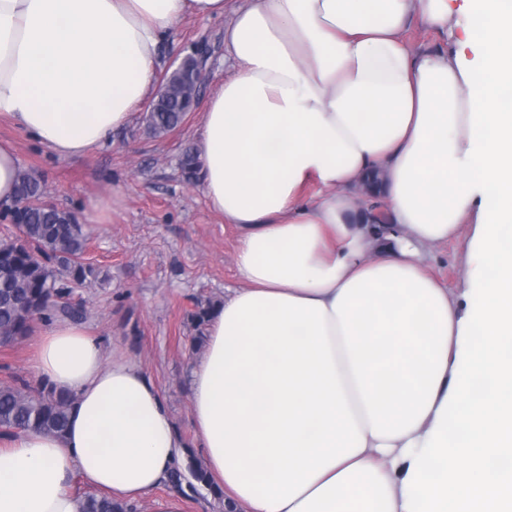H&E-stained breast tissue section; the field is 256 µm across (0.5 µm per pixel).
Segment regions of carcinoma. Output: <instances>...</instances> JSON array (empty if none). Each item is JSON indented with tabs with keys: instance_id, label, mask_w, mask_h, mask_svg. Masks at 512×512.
<instances>
[{
	"instance_id": "obj_1",
	"label": "carcinoma",
	"mask_w": 512,
	"mask_h": 512,
	"mask_svg": "<svg viewBox=\"0 0 512 512\" xmlns=\"http://www.w3.org/2000/svg\"><path fill=\"white\" fill-rule=\"evenodd\" d=\"M181 95L170 91L158 111L146 115L148 129L158 135L175 130L186 114ZM185 179L198 174L196 153L187 150L181 159ZM9 216L20 236L0 239V344L8 345L27 335L34 318L64 317L76 320L82 309L71 302L73 288L95 276L83 262L88 237L70 211L46 200L41 183L18 174L17 198ZM72 397L44 382L35 391L26 385H0V434L35 431L61 436L67 429ZM169 482L177 489L193 483L214 488L203 466L189 458L188 472L175 468ZM81 512H132L130 505L105 495L81 496Z\"/></svg>"
}]
</instances>
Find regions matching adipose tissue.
Here are the masks:
<instances>
[{
	"label": "adipose tissue",
	"instance_id": "ef3b65f1",
	"mask_svg": "<svg viewBox=\"0 0 512 512\" xmlns=\"http://www.w3.org/2000/svg\"><path fill=\"white\" fill-rule=\"evenodd\" d=\"M451 2L0 0V114L62 158L127 124L174 24L227 19L197 153L238 284L188 386L233 512H512V0ZM370 171L380 242L352 196ZM467 224L461 306L424 254ZM34 363L74 401L63 437L0 442V512H80L77 479L131 502L183 463L159 391L82 326L42 330ZM409 44L416 50L448 51V42L441 35L413 25L406 34Z\"/></svg>",
	"mask_w": 512,
	"mask_h": 512
}]
</instances>
